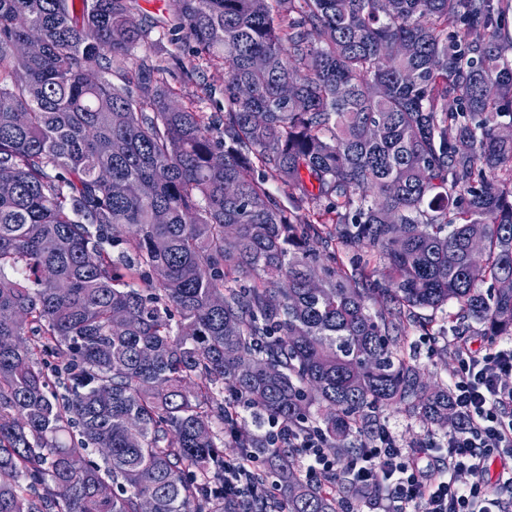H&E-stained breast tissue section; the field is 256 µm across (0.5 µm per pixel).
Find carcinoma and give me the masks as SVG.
Segmentation results:
<instances>
[{"label": "carcinoma", "instance_id": "cac0c4a2", "mask_svg": "<svg viewBox=\"0 0 512 512\" xmlns=\"http://www.w3.org/2000/svg\"><path fill=\"white\" fill-rule=\"evenodd\" d=\"M135 3L0 0V512H224V439L262 446L235 407L348 457L453 408L416 311L512 335V0H174L209 116ZM262 447L284 502L243 508L337 512ZM141 11L147 15L148 23L155 22V27L151 34L150 39L152 44L147 51L145 48H139L135 52L137 57H142L146 54L152 56L153 60H163L164 64L168 67L169 73L167 75L169 84L179 94V100L187 103L188 100L183 97L189 91L194 90L195 83L207 82L213 85L211 100H205L198 104L201 112L215 111L216 105H224V71L221 69L215 71L213 68H207L199 74H194L193 77H187L181 68L178 61L187 56L188 53L192 54L195 49L193 42L186 40L175 41V38L180 36H172L166 29H163L164 22L168 18L169 10L172 8V0H137ZM177 56L178 59L173 56ZM204 75V76H203ZM203 78L205 80L203 81Z\"/></svg>", "mask_w": 512, "mask_h": 512}]
</instances>
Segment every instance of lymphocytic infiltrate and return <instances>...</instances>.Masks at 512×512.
Listing matches in <instances>:
<instances>
[{"mask_svg":"<svg viewBox=\"0 0 512 512\" xmlns=\"http://www.w3.org/2000/svg\"><path fill=\"white\" fill-rule=\"evenodd\" d=\"M459 370L451 402L461 419L458 431L430 439L434 461L410 459L397 435L379 429L356 456L340 460L328 456L321 434L289 431L278 436L268 428L265 439L288 441L296 467L305 479L341 471L351 485L385 493L387 512H507L512 498V468L499 480V496H492L481 475L491 457L512 459V346L481 356L458 352ZM258 460L234 457L224 461V499L231 503L277 499L278 481L257 480Z\"/></svg>","mask_w":512,"mask_h":512,"instance_id":"f902f5d3","label":"lymphocytic infiltrate"}]
</instances>
